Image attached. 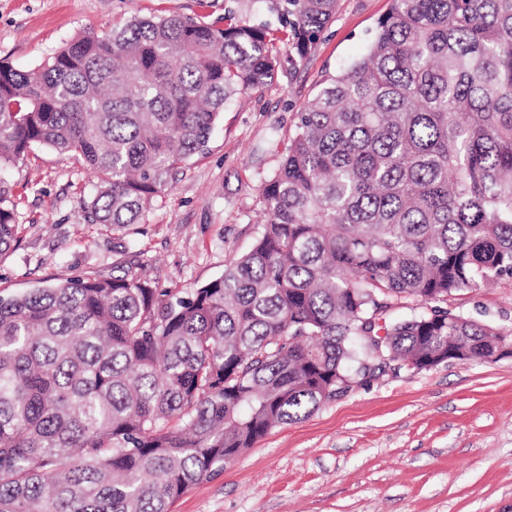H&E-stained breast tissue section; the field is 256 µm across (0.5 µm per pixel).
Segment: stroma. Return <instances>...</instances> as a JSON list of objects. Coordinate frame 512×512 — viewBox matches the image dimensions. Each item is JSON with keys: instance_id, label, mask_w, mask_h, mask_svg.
Listing matches in <instances>:
<instances>
[{"instance_id": "35a3bbf8", "label": "stroma", "mask_w": 512, "mask_h": 512, "mask_svg": "<svg viewBox=\"0 0 512 512\" xmlns=\"http://www.w3.org/2000/svg\"><path fill=\"white\" fill-rule=\"evenodd\" d=\"M234 6L250 23L276 21L270 0H0V62L30 69L86 32L134 17L207 23ZM390 0H337L308 55L229 103L204 151L129 234L84 219L93 192L70 155L37 147L0 173V204L18 238L0 252V295L61 276L109 278L123 247L139 275L190 290L219 277L253 244L260 188L277 169L297 114L371 42ZM448 306L512 328V278L452 295ZM171 512H512V357L378 374L309 417L270 430Z\"/></svg>"}]
</instances>
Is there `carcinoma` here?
<instances>
[{"mask_svg":"<svg viewBox=\"0 0 512 512\" xmlns=\"http://www.w3.org/2000/svg\"><path fill=\"white\" fill-rule=\"evenodd\" d=\"M273 2L278 26L135 17L33 69L0 62V169L69 154L95 188L86 222L138 223L224 105L304 58L336 9ZM261 198L251 249L190 292L128 269L0 296V512H170L383 359L499 360L512 328L448 297L512 277V0H390ZM16 235L0 205V251Z\"/></svg>","mask_w":512,"mask_h":512,"instance_id":"obj_1","label":"carcinoma"}]
</instances>
